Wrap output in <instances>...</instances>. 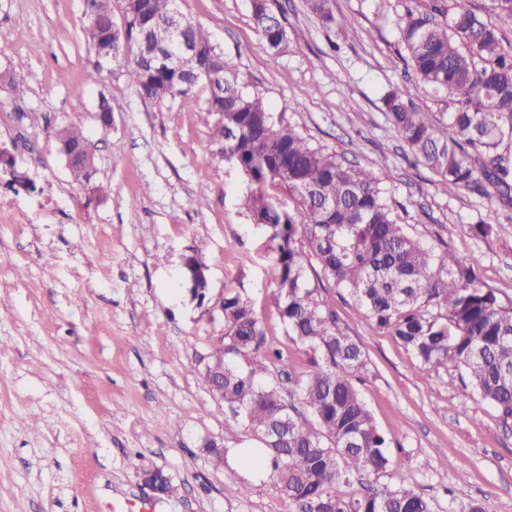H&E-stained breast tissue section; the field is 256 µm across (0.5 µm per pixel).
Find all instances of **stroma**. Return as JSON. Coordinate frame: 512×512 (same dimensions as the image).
<instances>
[{
	"instance_id": "35a3bbf8",
	"label": "stroma",
	"mask_w": 512,
	"mask_h": 512,
	"mask_svg": "<svg viewBox=\"0 0 512 512\" xmlns=\"http://www.w3.org/2000/svg\"><path fill=\"white\" fill-rule=\"evenodd\" d=\"M268 4L302 34L281 54L266 49L251 0L177 2L270 112L372 171L409 234L469 259L511 305L507 209L438 190L383 115L381 99L397 87L440 121L453 109L405 61L399 0H335L330 30L306 0ZM85 22L84 0H0V148L13 159L12 173L0 169V202L31 217L0 224V512H289L273 479L240 460L258 445L247 424L200 383L205 358L224 343L216 302L228 291L250 301L267 346L287 351L289 367L308 364L274 306L270 233L240 207L248 184L217 153L205 89L158 106L120 72L87 82ZM19 75L20 100L10 89ZM103 96L108 132L94 118ZM69 124L93 142L106 197L72 177L56 139ZM480 220L498 234L473 238L467 227ZM191 254L208 268L202 302L182 277ZM306 274L361 345L357 387L414 490L434 512L477 502L512 512V424L460 368L421 365L321 269ZM144 467L162 469L176 494H152Z\"/></svg>"
}]
</instances>
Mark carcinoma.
Listing matches in <instances>:
<instances>
[{
  "label": "carcinoma",
  "instance_id": "carcinoma-1",
  "mask_svg": "<svg viewBox=\"0 0 512 512\" xmlns=\"http://www.w3.org/2000/svg\"><path fill=\"white\" fill-rule=\"evenodd\" d=\"M174 0H145L139 26L112 47V61L141 96L163 105L195 85L176 70L145 66L141 36L178 53L166 22ZM401 0L399 42L423 85L448 93L450 127L416 106L399 88L382 98L384 114L414 161L446 194L468 191L512 207V50L501 29L463 4L431 0L422 11ZM85 37L96 50L94 27L113 21L112 0H85ZM311 12L335 22L331 0H307ZM254 24L267 50L288 49V29L265 0L253 5ZM189 40L212 51L207 88L223 90L224 105L209 96L218 152L233 162L254 190L242 201L254 223L276 242L271 266L273 298L286 334L309 354L306 370L288 376V387L263 383L284 351L263 349L264 332L250 302L224 293V346L200 372L203 386L242 417L264 445L262 465L291 512H433L397 467L355 381L366 366L360 345L306 276L314 260L334 283L348 290L356 310L392 336L424 365L452 362L465 370L474 391L503 422L512 421V308L480 285L473 264L438 254L398 223L377 177L312 145L295 127L277 119L261 94L249 92L212 45L204 27L184 21ZM137 42L132 58L126 47ZM70 146L88 137L75 126L58 131ZM288 190L291 208L264 191ZM249 358L245 368L231 356ZM301 401L315 425L296 419L288 399ZM390 473L387 483L338 489L360 474Z\"/></svg>",
  "mask_w": 512,
  "mask_h": 512
}]
</instances>
